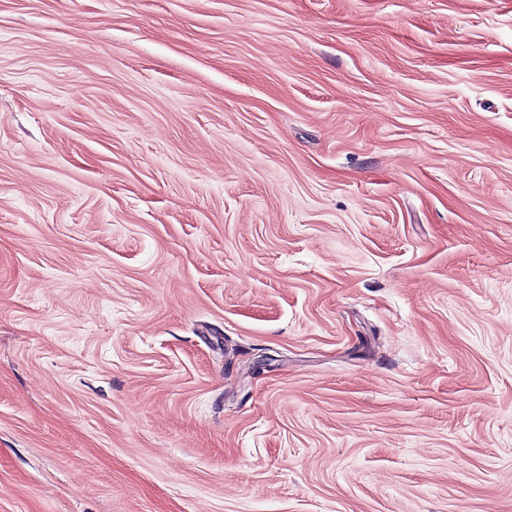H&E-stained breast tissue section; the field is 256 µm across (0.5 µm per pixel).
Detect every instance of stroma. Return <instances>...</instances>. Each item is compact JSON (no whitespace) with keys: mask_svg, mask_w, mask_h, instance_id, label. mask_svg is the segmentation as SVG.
<instances>
[{"mask_svg":"<svg viewBox=\"0 0 512 512\" xmlns=\"http://www.w3.org/2000/svg\"><path fill=\"white\" fill-rule=\"evenodd\" d=\"M0 512H512V0H0Z\"/></svg>","mask_w":512,"mask_h":512,"instance_id":"obj_1","label":"stroma"}]
</instances>
